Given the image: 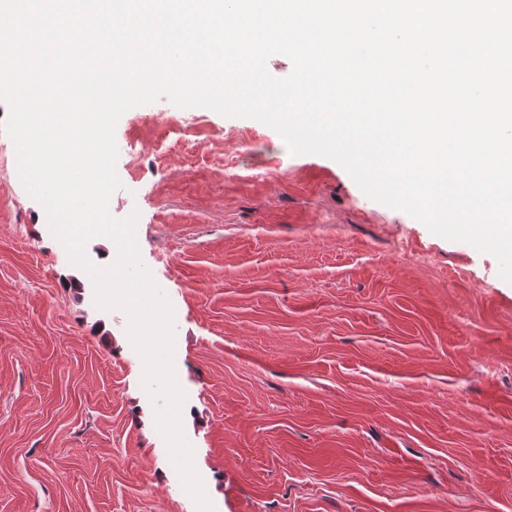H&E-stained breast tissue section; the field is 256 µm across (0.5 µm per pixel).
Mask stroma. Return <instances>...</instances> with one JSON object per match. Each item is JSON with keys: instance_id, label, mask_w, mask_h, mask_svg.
Instances as JSON below:
<instances>
[{"instance_id": "obj_1", "label": "stroma", "mask_w": 512, "mask_h": 512, "mask_svg": "<svg viewBox=\"0 0 512 512\" xmlns=\"http://www.w3.org/2000/svg\"><path fill=\"white\" fill-rule=\"evenodd\" d=\"M0 102V512H196L127 317L102 310L16 174ZM190 152L171 149L173 120ZM115 138L175 313L214 512H512V284L264 123L168 99Z\"/></svg>"}]
</instances>
